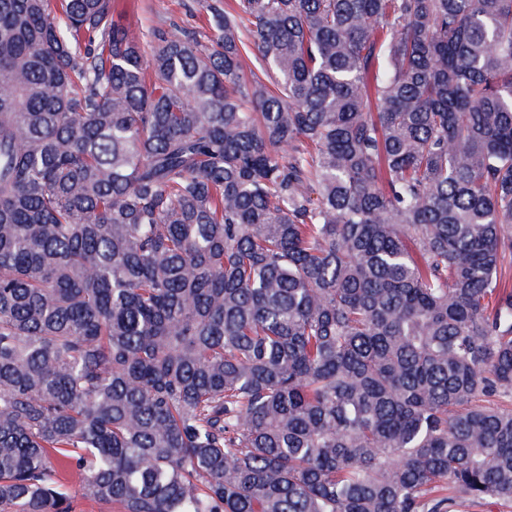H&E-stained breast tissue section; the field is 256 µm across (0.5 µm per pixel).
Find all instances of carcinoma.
I'll use <instances>...</instances> for the list:
<instances>
[{"instance_id":"cac0c4a2","label":"carcinoma","mask_w":512,"mask_h":512,"mask_svg":"<svg viewBox=\"0 0 512 512\" xmlns=\"http://www.w3.org/2000/svg\"><path fill=\"white\" fill-rule=\"evenodd\" d=\"M208 11L0 0V512L512 509V0ZM135 1H138V9L116 17V20L143 41L152 28H167L172 23L195 28L202 25V20L206 16L203 0Z\"/></svg>"}]
</instances>
